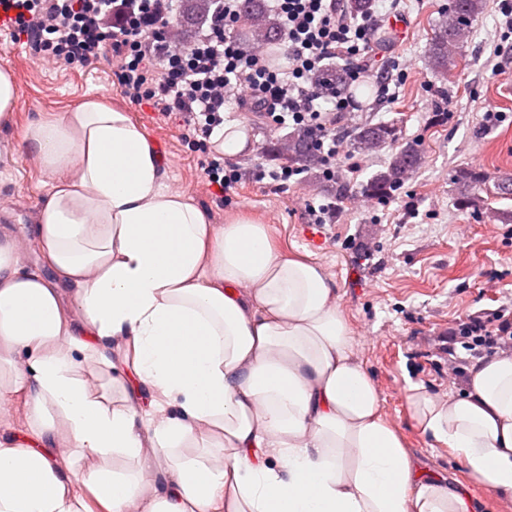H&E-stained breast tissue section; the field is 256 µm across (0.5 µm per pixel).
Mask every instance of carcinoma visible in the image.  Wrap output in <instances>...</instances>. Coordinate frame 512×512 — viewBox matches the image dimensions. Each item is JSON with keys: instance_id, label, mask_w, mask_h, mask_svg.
Masks as SVG:
<instances>
[{"instance_id": "obj_1", "label": "carcinoma", "mask_w": 512, "mask_h": 512, "mask_svg": "<svg viewBox=\"0 0 512 512\" xmlns=\"http://www.w3.org/2000/svg\"><path fill=\"white\" fill-rule=\"evenodd\" d=\"M212 0H181L180 24L183 33L202 25L208 17ZM484 0H452L445 11L446 19L433 31L428 45V54L433 69L446 74L456 65V49L465 36L468 26L481 14ZM243 21L247 42L263 45L279 38V26L276 19L267 13L263 0H245ZM332 79L336 91L347 93L350 83L345 70L329 68L312 78V84L321 88ZM396 128L388 124H365L353 133L352 145L363 154L378 152L395 142ZM274 157L285 160L288 165L302 169L311 175H319L321 160L312 150L309 137L302 131L288 135L287 151L277 148ZM423 156L412 146L403 147L392 154L391 160L383 171L374 174L364 185V193L371 198H384L398 190L407 176L420 168ZM491 176L482 171L461 168L454 175L457 201L463 207H469L480 201L479 190Z\"/></svg>"}]
</instances>
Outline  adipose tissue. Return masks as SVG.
<instances>
[{"instance_id": "1", "label": "adipose tissue", "mask_w": 512, "mask_h": 512, "mask_svg": "<svg viewBox=\"0 0 512 512\" xmlns=\"http://www.w3.org/2000/svg\"><path fill=\"white\" fill-rule=\"evenodd\" d=\"M25 142L52 180L35 235L54 276L0 245V413L28 410L0 436V512H90L91 498L105 512H470L383 416L321 265L275 253L247 216L216 229L166 188L126 112L90 100ZM63 282L80 286V319ZM116 339L113 401L79 370L110 365ZM145 397L177 415L153 423ZM407 404L473 486L512 498V353L474 364L459 393L410 386ZM61 422L65 469L48 450Z\"/></svg>"}]
</instances>
